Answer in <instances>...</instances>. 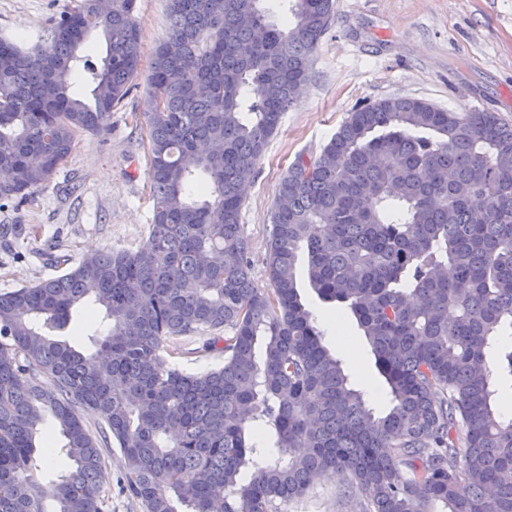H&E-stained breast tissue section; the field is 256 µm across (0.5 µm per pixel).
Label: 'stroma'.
Returning a JSON list of instances; mask_svg holds the SVG:
<instances>
[{
  "label": "stroma",
  "instance_id": "obj_1",
  "mask_svg": "<svg viewBox=\"0 0 512 512\" xmlns=\"http://www.w3.org/2000/svg\"><path fill=\"white\" fill-rule=\"evenodd\" d=\"M80 0H0V33L36 41L51 20ZM145 52L168 32L166 0H138ZM149 60L109 128L78 135L71 154L47 184L21 203L0 204V225L16 234L0 237V293L63 275L67 268L49 252L80 260L92 251L137 250L153 220L148 179L147 110ZM386 97H413L455 112L488 110L512 122V0H334L330 29L311 56V74L297 102L284 112L245 194L241 212L256 287L268 286L264 259L280 180L298 157L318 156L349 112ZM306 307L323 330L351 382L376 411L389 406L384 380L357 322L345 304L326 302L300 278ZM343 322L347 344L329 333L330 319ZM103 313L78 305L64 336L90 353L103 330ZM208 332L165 342V366L189 374L222 368L224 354L205 349ZM100 487L105 512H144L120 489L124 459L118 445L103 451ZM343 476L327 472L287 512H354L339 490Z\"/></svg>",
  "mask_w": 512,
  "mask_h": 512
}]
</instances>
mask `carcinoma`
<instances>
[{"mask_svg":"<svg viewBox=\"0 0 512 512\" xmlns=\"http://www.w3.org/2000/svg\"><path fill=\"white\" fill-rule=\"evenodd\" d=\"M81 0L28 44L0 34V200L48 183L80 132L106 130L143 57L137 0ZM168 0L148 82L153 224L135 251H99L0 294V512H47L33 471L46 416L70 465L54 512H103L101 448L145 512H276L333 469L357 512H512V419L489 350L512 331V124L389 97L350 112L282 178L255 287L244 184L309 78L333 0ZM107 49L94 60L89 39ZM85 75L90 98L71 91ZM347 304L389 388L380 416L323 342L297 287ZM104 310L92 354L61 339L74 308ZM215 333L224 367L168 368L165 340ZM52 379V385L43 377ZM110 434L99 438L84 417ZM261 426L278 453L259 454ZM253 467L244 484L242 469Z\"/></svg>","mask_w":512,"mask_h":512,"instance_id":"cac0c4a2","label":"carcinoma"}]
</instances>
